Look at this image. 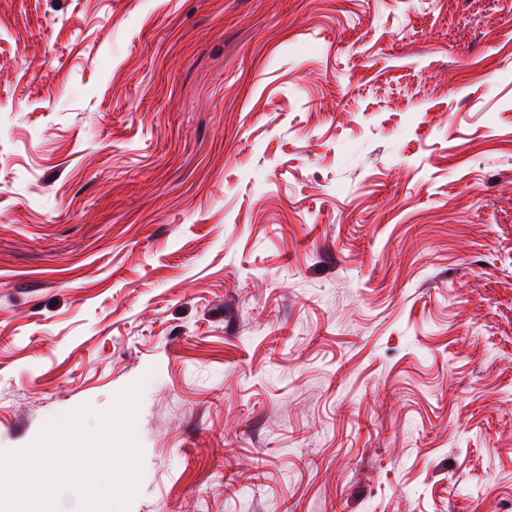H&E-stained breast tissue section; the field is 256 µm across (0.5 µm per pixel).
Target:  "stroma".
Listing matches in <instances>:
<instances>
[{"mask_svg": "<svg viewBox=\"0 0 512 512\" xmlns=\"http://www.w3.org/2000/svg\"><path fill=\"white\" fill-rule=\"evenodd\" d=\"M138 380L130 512H512V0H0V450Z\"/></svg>", "mask_w": 512, "mask_h": 512, "instance_id": "stroma-1", "label": "stroma"}]
</instances>
